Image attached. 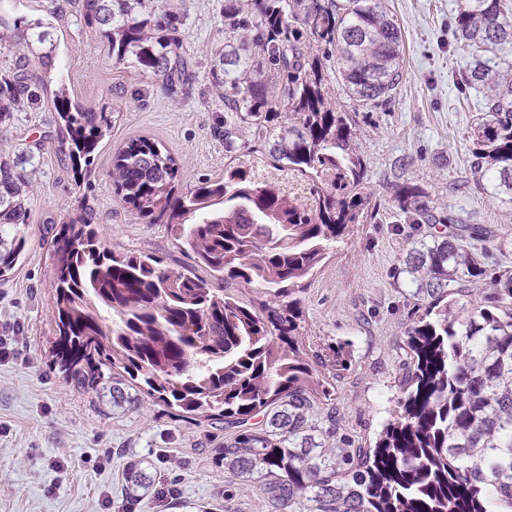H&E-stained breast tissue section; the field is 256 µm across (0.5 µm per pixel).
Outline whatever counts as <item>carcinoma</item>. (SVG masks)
I'll list each match as a JSON object with an SVG mask.
<instances>
[{
	"instance_id": "carcinoma-1",
	"label": "carcinoma",
	"mask_w": 512,
	"mask_h": 512,
	"mask_svg": "<svg viewBox=\"0 0 512 512\" xmlns=\"http://www.w3.org/2000/svg\"><path fill=\"white\" fill-rule=\"evenodd\" d=\"M82 18L114 64L168 86L184 79L183 40L161 0H82ZM224 29L212 52L224 179L177 194L175 159L145 137L129 140L110 171L130 222L166 225L218 285L138 250L112 252L82 206L54 244L51 366L80 389L112 381L114 407H135L144 393L224 422L232 434L216 462L256 483L267 512H512V249L491 250L490 228L437 215L418 184L394 185L406 223L451 230L417 238L401 259L407 296L425 309L405 332L401 395L373 445L355 454L333 443L336 391L322 370L347 369L348 344L313 359L299 344L309 278L355 225L380 216L357 127L401 83L397 20L385 0H224ZM454 32L473 56L459 84L483 92L471 132L479 188L512 204V8L460 0ZM31 81L22 63L0 70V112L32 101ZM52 101L79 180L112 113L63 88ZM243 129L251 142H237ZM257 153L310 179L309 195L256 175ZM30 217L25 182L0 158V277L20 259ZM228 280L274 303L246 304ZM477 284L482 295L456 300ZM151 468L128 463L125 501L146 497Z\"/></svg>"
}]
</instances>
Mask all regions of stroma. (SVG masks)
I'll return each instance as SVG.
<instances>
[{"label": "stroma", "instance_id": "1", "mask_svg": "<svg viewBox=\"0 0 512 512\" xmlns=\"http://www.w3.org/2000/svg\"><path fill=\"white\" fill-rule=\"evenodd\" d=\"M404 43L403 80L387 110L367 114L357 144L368 162V188L382 220L358 225L351 238L302 295L303 344L350 345L351 365L339 372L338 438L347 447L373 443L399 395L405 331L418 308L396 283L409 240L429 225L397 223L389 200L398 182L420 184L438 213L491 228L512 243V205L489 200L476 187L469 137L481 97L462 91L458 71L472 61L457 48V0H387ZM179 19L189 80L175 88L113 64L98 30L81 17V0H0V69L15 65L23 38L48 33L51 66L29 57L26 69L43 83L38 102L0 114V155L29 183L31 222L13 271L0 280V512H130L121 489L130 458L153 465L149 497L131 512H184L187 503L222 505L227 512H266L258 488L213 462L224 426L185 419L144 401L113 409L111 398L75 387L49 367L57 335L52 314L53 241L74 208L85 205L115 253L139 250L177 270L208 277L206 268L163 224L130 223L109 173L112 157L133 138L163 145L179 168L178 192L224 176V103L208 53L224 42V0H163ZM114 115L94 155L91 174L76 181L60 152L51 93Z\"/></svg>", "mask_w": 512, "mask_h": 512}]
</instances>
